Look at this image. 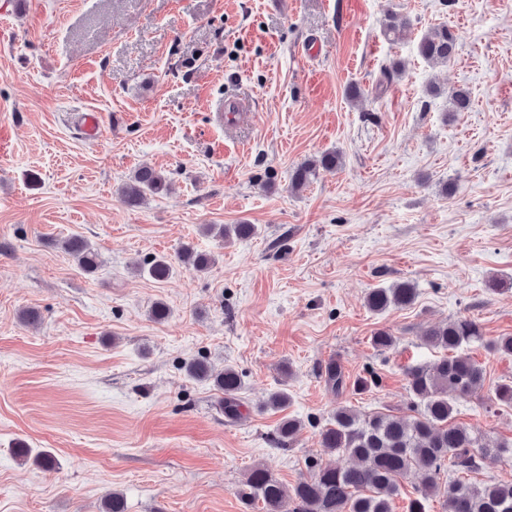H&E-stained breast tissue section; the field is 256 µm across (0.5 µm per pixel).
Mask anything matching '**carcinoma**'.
<instances>
[{
	"label": "carcinoma",
	"instance_id": "carcinoma-1",
	"mask_svg": "<svg viewBox=\"0 0 512 512\" xmlns=\"http://www.w3.org/2000/svg\"><path fill=\"white\" fill-rule=\"evenodd\" d=\"M419 54L427 62L446 64L457 51L454 33L446 25L430 27L419 42ZM472 106L468 90L458 88L449 95V111L467 112ZM341 157L334 152L324 153L296 166L290 177V188L300 191L316 177L317 170L335 168ZM171 181L161 172L143 167L135 171L121 188L120 197L129 207H138L147 196L169 190ZM205 231L226 242L248 239L257 235L255 224H208ZM64 250L85 272H94L99 265L98 252L83 238L71 237L63 242ZM179 260L205 271L213 259L185 246ZM139 273L156 281L166 279L172 270L170 260L155 256L137 266ZM417 288L408 281L389 287L372 289L366 299L367 307L382 313L391 307L411 305ZM427 345L441 348L448 355L440 361L407 370L410 395L409 414L395 415L376 411L361 414L347 405L336 408L320 431V445L331 454L350 457L353 464L338 467L320 458L308 460L312 471L308 480L287 488L260 466L251 469L245 488L239 495L250 501H260L265 512H393L394 498L399 494L400 480L415 470L423 475V497L409 501L407 512H426L425 500L431 495L443 499L444 512H512V484L476 483L467 476L480 472L489 455L511 456L512 442L482 438L478 430L457 423L454 407L448 394L477 396L485 384V369L469 353L468 347L478 343L488 352L512 357V336L487 339L479 324L472 318L460 316L423 333ZM395 336L381 329L371 337L379 351L390 349ZM188 375L200 381H210L224 394V415L234 419L239 415L237 394L242 387L239 373L226 366L218 374L199 360L186 364ZM320 376L336 396L347 390L342 365L331 359L320 367ZM290 398L285 390L270 396L265 409L283 412ZM490 403L512 407V382L495 386ZM302 429V422L284 416L274 431V442L289 447ZM453 474L448 482H440L441 474Z\"/></svg>",
	"mask_w": 512,
	"mask_h": 512
}]
</instances>
